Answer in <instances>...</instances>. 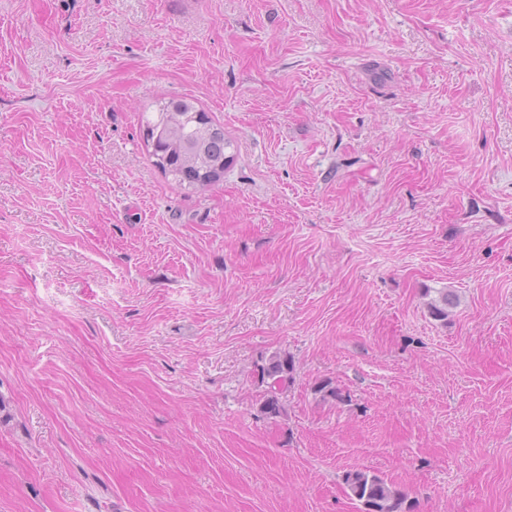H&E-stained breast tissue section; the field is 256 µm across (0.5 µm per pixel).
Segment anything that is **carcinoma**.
I'll return each instance as SVG.
<instances>
[{
  "label": "carcinoma",
  "mask_w": 512,
  "mask_h": 512,
  "mask_svg": "<svg viewBox=\"0 0 512 512\" xmlns=\"http://www.w3.org/2000/svg\"><path fill=\"white\" fill-rule=\"evenodd\" d=\"M144 131L156 138V147L151 151L154 165L187 188L216 181L233 160L228 152L231 142L224 137V128L185 98L161 103L154 118H145ZM451 305L453 295L441 291L430 302V314L446 320ZM294 371L292 358L277 353L260 369L261 379L269 380V390L261 405L266 415L278 417L284 412L282 396L288 391ZM344 484L350 498L358 502L359 512H414V502L407 494L378 474L348 471Z\"/></svg>",
  "instance_id": "obj_1"
}]
</instances>
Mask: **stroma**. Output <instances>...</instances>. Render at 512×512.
I'll return each instance as SVG.
<instances>
[{"label": "stroma", "instance_id": "1", "mask_svg": "<svg viewBox=\"0 0 512 512\" xmlns=\"http://www.w3.org/2000/svg\"><path fill=\"white\" fill-rule=\"evenodd\" d=\"M171 97L219 181L154 166ZM353 470L512 512V0H0V512H357ZM157 115L145 118L144 131L156 137L154 165L184 188L208 185L224 174L233 160L224 128L185 98L161 102ZM143 131V132H144ZM295 364L287 355L274 354L260 369V377L263 382L271 380L269 390L264 396L261 410L266 415L278 417L284 412L282 396L288 391V385L292 382Z\"/></svg>", "mask_w": 512, "mask_h": 512}]
</instances>
